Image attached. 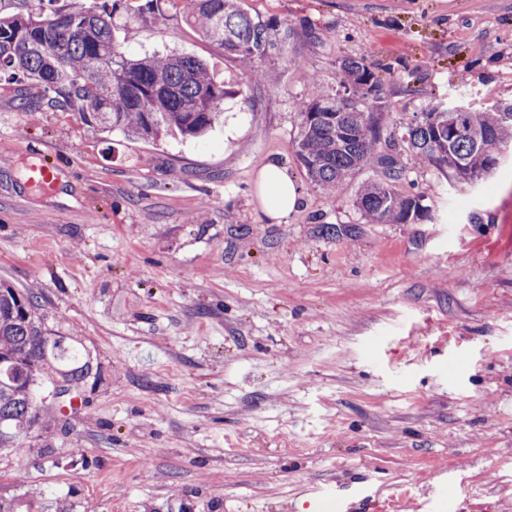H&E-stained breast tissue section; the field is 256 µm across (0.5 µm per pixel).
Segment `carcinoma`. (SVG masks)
<instances>
[{
	"mask_svg": "<svg viewBox=\"0 0 512 512\" xmlns=\"http://www.w3.org/2000/svg\"><path fill=\"white\" fill-rule=\"evenodd\" d=\"M41 2L47 9L38 12L27 8V0L0 2V85L24 83L48 107L134 139H201L220 121L227 90L206 60L179 53L132 59L115 41L116 32L132 31L180 0H144L135 7L92 0L78 9L60 0ZM183 17L224 56L250 64L251 81L260 77L259 65L283 53L288 42V28L249 13L243 0H190ZM339 71L343 92L317 96L302 107L297 160L311 182L330 191L373 163L381 177L359 188L358 210L377 224H407L425 208L421 197L398 191L404 169L379 150L381 130L367 103L381 99L382 82L362 58L342 59ZM455 126L461 131L448 135ZM404 134V142L432 165L440 153L459 161L439 168L451 181L481 180L512 142V102L489 108L432 104ZM75 351L37 316L35 295L0 283V448L12 447L38 421V376H54L67 387L91 376V358L81 352L75 357Z\"/></svg>",
	"mask_w": 512,
	"mask_h": 512,
	"instance_id": "1",
	"label": "carcinoma"
}]
</instances>
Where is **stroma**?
<instances>
[{
    "label": "stroma",
    "mask_w": 512,
    "mask_h": 512,
    "mask_svg": "<svg viewBox=\"0 0 512 512\" xmlns=\"http://www.w3.org/2000/svg\"><path fill=\"white\" fill-rule=\"evenodd\" d=\"M286 24L257 83L179 10L123 48L208 60L239 89L203 140H134L0 89V281L92 360L80 409L52 402L0 448L14 512H306L363 481L356 512H512V146L451 185L401 136L431 102L512 100V0H246ZM364 58L400 191L427 212L376 224L296 157L314 94ZM40 150L63 182L29 188ZM297 183L274 222L266 164ZM260 211L264 217L280 221L299 205L301 195L295 181L277 164H267L258 177Z\"/></svg>",
    "instance_id": "stroma-1"
}]
</instances>
